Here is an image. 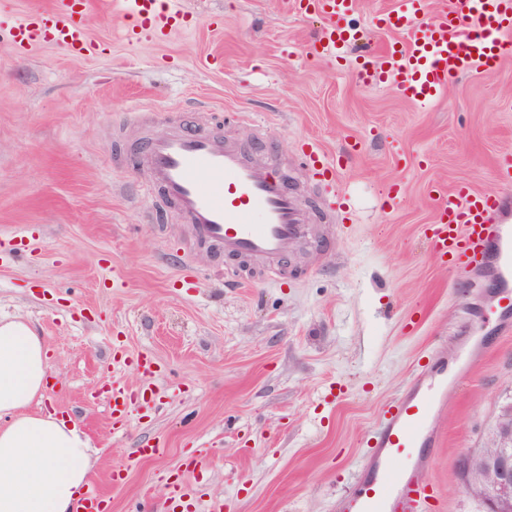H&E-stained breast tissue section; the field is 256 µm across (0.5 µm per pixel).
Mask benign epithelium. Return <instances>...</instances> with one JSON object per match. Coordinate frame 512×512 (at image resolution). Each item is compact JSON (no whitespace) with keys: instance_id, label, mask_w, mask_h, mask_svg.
Returning a JSON list of instances; mask_svg holds the SVG:
<instances>
[{"instance_id":"1","label":"benign epithelium","mask_w":512,"mask_h":512,"mask_svg":"<svg viewBox=\"0 0 512 512\" xmlns=\"http://www.w3.org/2000/svg\"><path fill=\"white\" fill-rule=\"evenodd\" d=\"M480 457V466H466L465 483H488L481 503L484 512H512V406L502 407L497 429L490 439V450L480 448L466 453L468 462Z\"/></svg>"}]
</instances>
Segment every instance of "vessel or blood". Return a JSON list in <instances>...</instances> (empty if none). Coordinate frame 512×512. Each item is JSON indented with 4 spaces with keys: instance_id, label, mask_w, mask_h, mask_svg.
<instances>
[{
    "instance_id": "obj_1",
    "label": "vessel or blood",
    "mask_w": 512,
    "mask_h": 512,
    "mask_svg": "<svg viewBox=\"0 0 512 512\" xmlns=\"http://www.w3.org/2000/svg\"><path fill=\"white\" fill-rule=\"evenodd\" d=\"M360 0H293L299 15L324 18L314 40L317 54L340 58L357 33L339 21L356 12ZM92 0H52L0 26V45L34 47L45 43L77 56L90 55L96 43L86 29ZM128 25L127 41L192 28L202 19L178 0H120ZM381 30L405 29L403 43L385 45L376 61L361 66L367 83L390 85L408 101L436 102L451 78L480 68L494 71L512 57V0H448L434 10L431 0H397L395 9L374 14ZM306 164L322 182L338 170L316 146H300ZM134 163L180 222L191 225L197 240L225 257L245 261L265 274L280 276L283 260L309 234L308 216L287 182L265 164L246 161L223 138L179 127L151 137L135 149ZM424 235L440 260L474 270H490L499 287L497 302L485 313L501 320L512 310V214L495 194L459 183L441 189L436 220ZM448 391V367L429 361L417 369L402 395L384 408L368 442L367 463L357 485L339 503L340 512H434L436 494L423 472L431 465L435 443L431 422ZM128 390L113 383L108 406L113 428L128 423ZM72 512H109L98 487H89Z\"/></svg>"
}]
</instances>
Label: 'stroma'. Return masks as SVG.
I'll use <instances>...</instances> for the list:
<instances>
[{"label":"stroma","instance_id":"obj_1","mask_svg":"<svg viewBox=\"0 0 512 512\" xmlns=\"http://www.w3.org/2000/svg\"><path fill=\"white\" fill-rule=\"evenodd\" d=\"M220 27L128 43L102 0L86 19L91 57L52 46H0V318L27 322L51 355L41 411L78 422L96 454L93 485L110 512H181L166 483L190 452L209 465L191 478L203 506L232 512H336L366 463L384 405L405 391L418 362L473 365L434 418L440 440L427 472L437 512H480L461 458L485 447L512 402V333L485 323L497 298L489 276L444 265L424 237L436 189L458 182L504 192L499 160L512 156V58L451 81L421 107L358 66L400 31L370 27L394 0H361L362 42L345 59L310 53L323 20L286 0H183ZM153 112L132 126L131 113ZM266 122L256 130L251 116ZM221 127L247 154L295 183L301 202L336 214L333 248L312 225L301 258L277 282H239L235 262L192 244L188 225L157 223L133 141L169 119ZM311 139L337 163L317 182L298 158ZM404 186L383 211L391 184ZM196 277L182 287L183 267ZM130 356L112 365V348ZM157 367L145 379L133 358ZM151 396L130 405L125 428L106 410L113 380ZM158 444V455L137 450ZM123 464V485L112 468Z\"/></svg>","mask_w":512,"mask_h":512}]
</instances>
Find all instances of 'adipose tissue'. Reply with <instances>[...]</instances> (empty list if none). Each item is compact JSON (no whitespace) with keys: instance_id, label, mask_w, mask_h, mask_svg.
<instances>
[{"instance_id":"ef3b65f1","label":"adipose tissue","mask_w":512,"mask_h":512,"mask_svg":"<svg viewBox=\"0 0 512 512\" xmlns=\"http://www.w3.org/2000/svg\"><path fill=\"white\" fill-rule=\"evenodd\" d=\"M49 369L31 326L0 319V512H71L91 481L92 444L77 422L30 412Z\"/></svg>"}]
</instances>
